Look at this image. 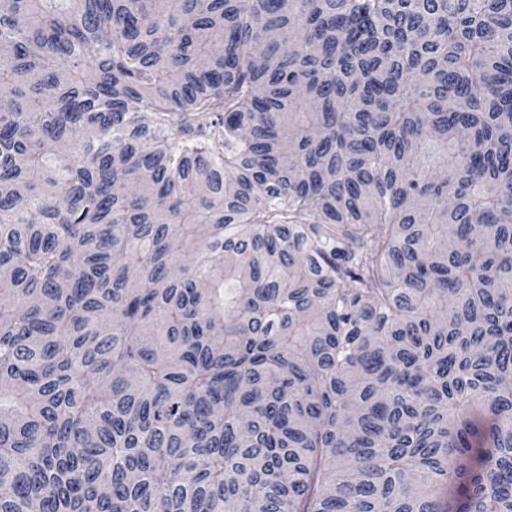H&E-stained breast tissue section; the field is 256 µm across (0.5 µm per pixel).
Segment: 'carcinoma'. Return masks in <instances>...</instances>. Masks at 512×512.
Here are the masks:
<instances>
[{
    "instance_id": "cac0c4a2",
    "label": "carcinoma",
    "mask_w": 512,
    "mask_h": 512,
    "mask_svg": "<svg viewBox=\"0 0 512 512\" xmlns=\"http://www.w3.org/2000/svg\"><path fill=\"white\" fill-rule=\"evenodd\" d=\"M0 512H512V0H3Z\"/></svg>"
}]
</instances>
